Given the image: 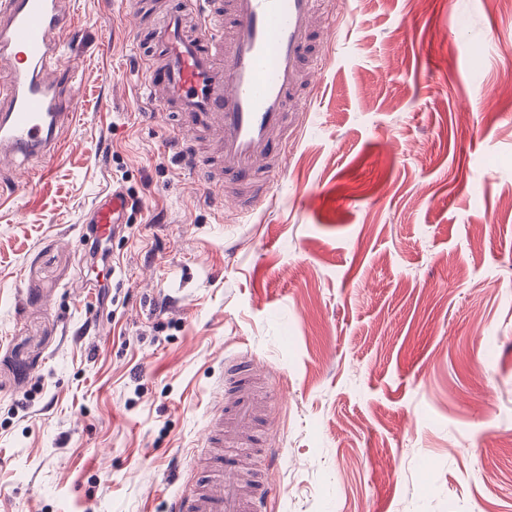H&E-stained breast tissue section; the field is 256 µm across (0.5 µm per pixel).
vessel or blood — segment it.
<instances>
[{
    "instance_id": "b4317fda",
    "label": "vessel or blood",
    "mask_w": 512,
    "mask_h": 512,
    "mask_svg": "<svg viewBox=\"0 0 512 512\" xmlns=\"http://www.w3.org/2000/svg\"><path fill=\"white\" fill-rule=\"evenodd\" d=\"M155 28L162 49L144 90L174 114L182 164L225 211L246 217L272 199L288 145L306 118L331 26L325 0H181ZM71 0H0V159H50L83 109L75 72L59 66ZM128 209L115 188L92 211L95 237L112 238ZM270 380L249 357L228 361L191 465L200 474L168 512H262L275 484L268 473L244 479L242 449L266 450L258 388Z\"/></svg>"
}]
</instances>
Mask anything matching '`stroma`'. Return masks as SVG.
I'll use <instances>...</instances> for the list:
<instances>
[{"instance_id": "1", "label": "stroma", "mask_w": 512, "mask_h": 512, "mask_svg": "<svg viewBox=\"0 0 512 512\" xmlns=\"http://www.w3.org/2000/svg\"><path fill=\"white\" fill-rule=\"evenodd\" d=\"M166 6L78 0L83 115L0 195V512H166L243 352L276 382L266 512H512V0H328L306 122L242 219L141 93ZM114 187L139 206L103 297L83 240Z\"/></svg>"}]
</instances>
